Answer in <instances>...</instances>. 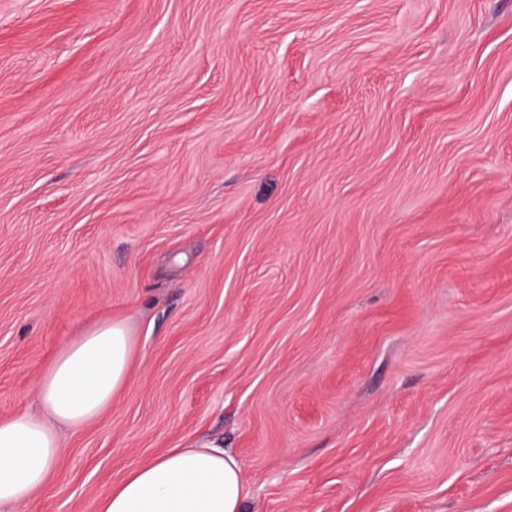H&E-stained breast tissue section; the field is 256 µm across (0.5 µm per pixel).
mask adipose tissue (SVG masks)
<instances>
[{
    "label": "adipose tissue",
    "instance_id": "obj_1",
    "mask_svg": "<svg viewBox=\"0 0 512 512\" xmlns=\"http://www.w3.org/2000/svg\"><path fill=\"white\" fill-rule=\"evenodd\" d=\"M135 349L129 325L113 320L60 349L40 381V411L0 420V508L27 502L45 486L60 456V427L91 423L111 406ZM247 495L234 455L216 444H188L132 466L95 512H244Z\"/></svg>",
    "mask_w": 512,
    "mask_h": 512
}]
</instances>
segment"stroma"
I'll return each mask as SVG.
<instances>
[{"label": "stroma", "instance_id": "1", "mask_svg": "<svg viewBox=\"0 0 512 512\" xmlns=\"http://www.w3.org/2000/svg\"><path fill=\"white\" fill-rule=\"evenodd\" d=\"M108 318L12 512L210 440L246 512H512V0H0V418ZM136 341L124 321L105 320L67 343L39 385L41 411L0 420V508L31 500L47 483L61 448L59 427L96 420L126 386Z\"/></svg>", "mask_w": 512, "mask_h": 512}]
</instances>
